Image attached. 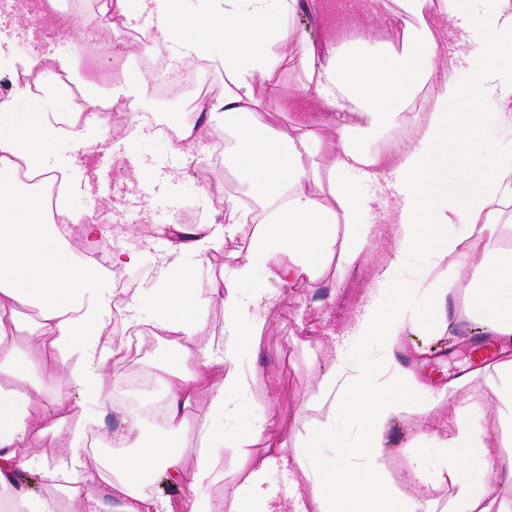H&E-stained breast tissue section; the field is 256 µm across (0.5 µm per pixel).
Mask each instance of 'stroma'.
Segmentation results:
<instances>
[{
    "instance_id": "obj_1",
    "label": "stroma",
    "mask_w": 512,
    "mask_h": 512,
    "mask_svg": "<svg viewBox=\"0 0 512 512\" xmlns=\"http://www.w3.org/2000/svg\"><path fill=\"white\" fill-rule=\"evenodd\" d=\"M86 3L87 10L76 17L75 32L62 37L50 35L37 42L14 37V57L18 63H26L34 50L43 60L42 87L21 99L19 111L35 117L42 112L76 108L79 102L72 91L76 85L95 84L99 97L108 98L110 83L92 80L98 65L93 52L96 46L115 37L116 27L103 21V10L97 0ZM60 57L73 63L64 78L54 66L55 59ZM271 83L276 86L272 96L267 93ZM305 83L306 78L294 61L283 59L269 80L259 81L256 87L260 101L257 121L284 127L297 121L300 113L317 111V101L312 91L306 90ZM194 106V100L179 91L170 104L153 95L135 96L117 105L116 110L132 118L149 114L178 126L191 120ZM42 137L53 154L69 159L74 180L91 182L92 191L82 201L86 217H98L115 234L123 236L128 246L140 251V263L126 270L130 287L146 288L163 276L159 257L176 235L175 220L181 209L201 212L208 222L215 217L217 203L209 185L199 177L213 151L211 139H204L184 173L174 177L163 191L154 192L124 171L118 158L122 137L107 124L97 125L96 144L89 149L54 138L47 130ZM396 196L395 188L389 185L374 190L370 234L357 269L343 275L335 264H328L320 282L288 289L271 311L269 327L259 339L263 377L252 384L250 397L258 402L272 401V411L282 422L280 441L290 442L293 429L302 428L298 412L319 393L321 376L336 356L344 329L366 303L377 271L391 255L393 227L389 217ZM241 256L240 245L235 241L209 251L208 261L199 274L202 296L222 288L225 267ZM467 342L465 332L460 330L449 336L409 331L398 338L395 354L405 368L404 382L427 388L425 394L393 419L386 434V448L378 459L387 483L400 495L443 503L453 493L452 488L432 487L414 474L418 468H433L436 451L429 439L445 436L455 416L454 403L441 395L449 383L461 382L463 394L486 409L488 421L496 419L497 398L486 385L481 367L458 360L455 353H439L445 345L461 349Z\"/></svg>"
}]
</instances>
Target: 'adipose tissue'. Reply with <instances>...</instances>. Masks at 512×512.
<instances>
[{
  "instance_id": "obj_1",
  "label": "adipose tissue",
  "mask_w": 512,
  "mask_h": 512,
  "mask_svg": "<svg viewBox=\"0 0 512 512\" xmlns=\"http://www.w3.org/2000/svg\"><path fill=\"white\" fill-rule=\"evenodd\" d=\"M193 4L183 27L178 9ZM386 23L339 31L321 42L299 40L298 67L314 77L319 110L288 128L256 122L255 86L282 61L305 10L304 0H107L124 20L145 13L153 36L176 59L205 65L221 86L184 126L173 150L181 164L204 137L224 134V164L248 185L252 204L224 200V217L192 230L162 255L166 276L133 294L116 293L95 266L76 256L57 225L45 223L20 175L69 173L52 154L41 126L85 147L100 99L88 93L81 110H17L19 92L0 97V507L10 512H210L206 488L223 487L224 512H425L419 500L394 493L376 468L388 426L412 394L397 376L394 346L413 328L434 336L467 319L491 336H512V0H395ZM476 25L456 38L454 27ZM443 81L434 82L437 70ZM333 124L324 142L312 130ZM146 125L126 137L121 155L138 180L164 186L169 174L146 164L138 149ZM329 166H322L323 153ZM396 183L390 260L343 347L304 409L306 431L291 446L268 444L277 430L247 393L260 374L258 339L278 300L275 284L318 282L337 262L358 265L367 243L372 188ZM240 239L242 259L225 269L223 286L203 299L196 270L209 250ZM445 278H432L438 267ZM268 273L257 279L258 269ZM464 273L465 309L453 290ZM430 281L424 305L414 286ZM224 308V330L211 337L207 307ZM34 309L30 322L21 312ZM126 313L175 348L166 369L165 432L109 460L89 459L86 429L108 415V363L136 353L134 336L110 339L105 318ZM27 332L35 350L22 348ZM486 381L498 398L497 429L471 397L449 391L456 415L433 445L438 462L429 481L454 489L447 512H512L494 492L499 473L489 448L498 430L512 432V360L488 362ZM206 409L192 414L198 398ZM356 424L355 433L339 426ZM237 426L238 479L220 466L226 426ZM200 446L186 460L182 439ZM66 439L54 457L46 442ZM37 469L46 494L19 484L17 472ZM287 475L282 494L267 486L270 470ZM108 471V488L92 493L93 471ZM192 491L179 510L149 487L158 477Z\"/></svg>"
}]
</instances>
